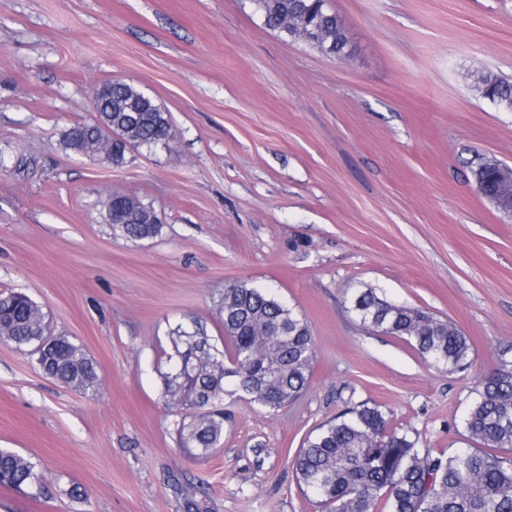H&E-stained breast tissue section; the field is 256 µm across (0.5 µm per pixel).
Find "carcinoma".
Returning a JSON list of instances; mask_svg holds the SVG:
<instances>
[{"label": "carcinoma", "mask_w": 512, "mask_h": 512, "mask_svg": "<svg viewBox=\"0 0 512 512\" xmlns=\"http://www.w3.org/2000/svg\"><path fill=\"white\" fill-rule=\"evenodd\" d=\"M263 25L296 40L299 28L315 32L312 46L342 54L346 39L326 0H250ZM98 121L110 124L132 148H150L172 139L168 113L134 84L105 82ZM475 90L504 111H512V79L492 71L474 78ZM90 157L109 147L85 121L72 124L63 145L74 144ZM500 162L481 160L473 171L484 196L495 197ZM110 224L123 236L143 240L156 236L160 221L149 222L155 208L137 197L112 194ZM352 311L371 331L408 341L427 361L454 373L472 365L470 340L453 324L419 308L398 305L373 290L349 297ZM223 336L214 340L181 328L169 336L163 396L172 410L181 448L197 458L212 452L224 436V396L248 399L269 408L296 401L309 388L315 341L308 323L284 301L245 282L224 288L220 302ZM286 335L274 332L277 326ZM49 323L28 295L0 292V339L10 341L41 363L43 347L53 343L52 379L71 389L98 386L97 366L83 347L67 336H46ZM223 343L224 358L196 363L199 343ZM236 357L240 369L225 367ZM465 448L447 453L418 447V439L393 427L380 406L357 403L320 425L293 460L297 484L312 495L321 512H512V358L497 367L472 391L464 420ZM0 485L39 491L42 474L29 458L0 449Z\"/></svg>", "instance_id": "1"}]
</instances>
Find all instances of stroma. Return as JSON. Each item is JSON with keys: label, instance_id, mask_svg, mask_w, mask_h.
Listing matches in <instances>:
<instances>
[{"label": "stroma", "instance_id": "obj_1", "mask_svg": "<svg viewBox=\"0 0 512 512\" xmlns=\"http://www.w3.org/2000/svg\"><path fill=\"white\" fill-rule=\"evenodd\" d=\"M341 57L283 40L249 0H0V290L25 292L96 362V390L57 384L0 340V448L40 494L0 512H319L292 460L348 405H379L420 447H461L477 381L512 354V217L477 189L512 166V112L473 88L512 76V0H327ZM135 84L170 114L168 144L115 166L65 150L92 89ZM150 203L132 241L106 197ZM271 289L311 327L309 389L270 409L233 398L221 445L176 444L161 375L173 329L222 331L225 287ZM374 289L469 337L454 374L364 329ZM500 164L502 163L494 159H483L477 164L473 171L477 186L485 197H495L498 167ZM0 485L22 487L40 491L42 474L29 458L8 450L0 449Z\"/></svg>", "mask_w": 512, "mask_h": 512}]
</instances>
